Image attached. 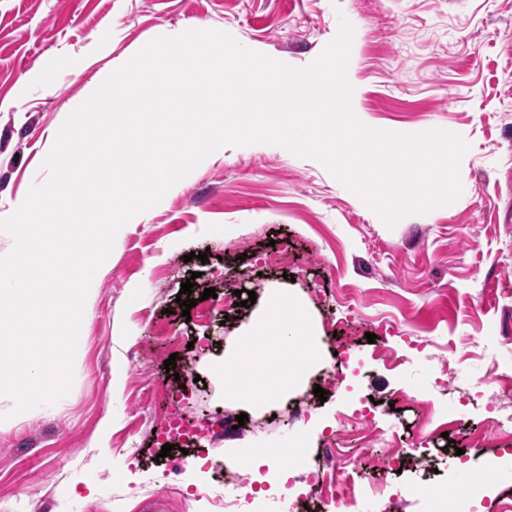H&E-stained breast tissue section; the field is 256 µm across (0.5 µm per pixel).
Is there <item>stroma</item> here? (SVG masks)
Masks as SVG:
<instances>
[{"mask_svg":"<svg viewBox=\"0 0 512 512\" xmlns=\"http://www.w3.org/2000/svg\"><path fill=\"white\" fill-rule=\"evenodd\" d=\"M355 33L348 78L366 125L401 133L432 128L469 145L461 196L388 229L319 162L279 145H227L172 186L117 236L87 295L71 391L52 405L15 413L0 400V512H213L196 499L211 480L204 459L172 450L154 434L182 387L197 420L223 417L202 438L246 463L266 448L310 459L366 398L405 448H419L401 472L348 448L366 490L408 485L400 512H454L422 490L452 479L477 486L478 512L512 498V439L465 436L487 428L493 398L468 390V406L438 386L441 368L458 381L492 364L512 375L501 324L512 314V0H0V219L47 178L42 163L59 128L97 79L171 32L217 30L253 52L294 67L315 61L340 18ZM287 251V264L268 258ZM195 278L197 301L182 317L176 296ZM257 295L224 310L205 289L225 279ZM292 294L319 337L326 364L342 345L365 360L349 398L315 397L306 383L272 405L226 404L215 366L232 352L272 290ZM346 323L350 334L334 333ZM388 337L400 364L371 360L366 333ZM175 358L174 371L164 369ZM426 392V410L398 391ZM305 415L293 418L292 410ZM245 422H237L240 413ZM456 416L461 429L433 436ZM468 461L458 467L455 451ZM137 455L139 466L127 459Z\"/></svg>","mask_w":512,"mask_h":512,"instance_id":"1","label":"stroma"}]
</instances>
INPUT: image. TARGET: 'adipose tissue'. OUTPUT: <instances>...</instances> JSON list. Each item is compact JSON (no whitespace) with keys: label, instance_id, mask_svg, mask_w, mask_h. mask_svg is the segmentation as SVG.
<instances>
[{"label":"adipose tissue","instance_id":"adipose-tissue-1","mask_svg":"<svg viewBox=\"0 0 512 512\" xmlns=\"http://www.w3.org/2000/svg\"><path fill=\"white\" fill-rule=\"evenodd\" d=\"M307 321L301 308L285 293H275L247 334L248 345L225 362L224 382L229 397L244 406H258L287 395L308 371L324 361L321 344L294 338Z\"/></svg>","mask_w":512,"mask_h":512}]
</instances>
